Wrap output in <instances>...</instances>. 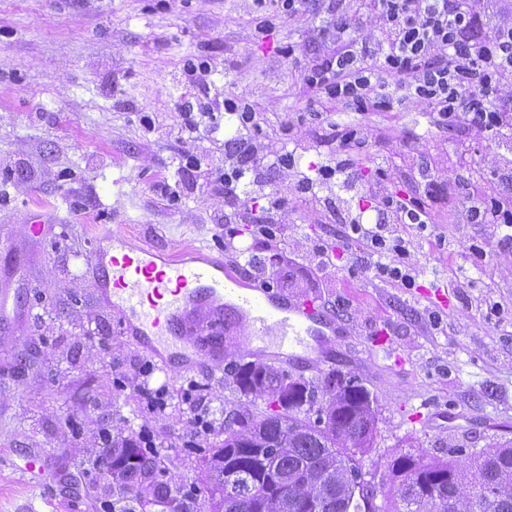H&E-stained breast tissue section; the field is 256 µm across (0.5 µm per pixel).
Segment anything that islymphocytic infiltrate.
Segmentation results:
<instances>
[{
  "instance_id": "1",
  "label": "lymphocytic infiltrate",
  "mask_w": 512,
  "mask_h": 512,
  "mask_svg": "<svg viewBox=\"0 0 512 512\" xmlns=\"http://www.w3.org/2000/svg\"><path fill=\"white\" fill-rule=\"evenodd\" d=\"M327 21L336 36L334 50L304 73L305 85L318 99L353 112H386L402 89L405 100L422 106L436 126L448 129L465 125L497 131L506 122L497 93L512 81V26L484 30L475 0H369L365 12L350 11L347 0H327ZM376 16L384 38L373 54H366L364 14ZM328 137L339 142L345 154L336 168L302 175L297 198L306 202L328 181L339 191H356L352 155L365 139L354 125L331 126ZM235 162L224 169V196L239 198L247 174L275 165L287 168L291 159H261L253 141L234 139ZM448 200V183L429 177L422 195L403 199L381 197V220L367 224L362 215L351 217L341 241L347 250L360 252V262L375 278L400 288L415 284L411 240L395 234L397 224L426 229L433 210Z\"/></svg>"
}]
</instances>
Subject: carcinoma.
I'll use <instances>...</instances> for the list:
<instances>
[{
  "instance_id": "1",
  "label": "carcinoma",
  "mask_w": 512,
  "mask_h": 512,
  "mask_svg": "<svg viewBox=\"0 0 512 512\" xmlns=\"http://www.w3.org/2000/svg\"><path fill=\"white\" fill-rule=\"evenodd\" d=\"M232 377L242 396L266 399L267 411L255 417L239 408L224 416L220 448L203 456L209 512H434L435 496L448 498V512H512V440L475 452L450 448L442 458L396 455L378 504L362 469L377 432L364 385L349 378L328 390L253 362L235 366ZM304 395L322 404L326 424L295 405ZM96 460L87 494L97 512H197L194 491L164 482L161 461L136 440L114 439ZM247 485L249 497L238 491Z\"/></svg>"
}]
</instances>
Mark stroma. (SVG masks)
<instances>
[{"instance_id":"stroma-1","label":"stroma","mask_w":512,"mask_h":512,"mask_svg":"<svg viewBox=\"0 0 512 512\" xmlns=\"http://www.w3.org/2000/svg\"><path fill=\"white\" fill-rule=\"evenodd\" d=\"M271 11L269 0H0V288L22 305L0 316V512H92L91 475L73 464L118 434H150L167 481L201 484L197 451L220 437L192 432L185 394L266 410L231 377L258 327L225 332L222 367L171 374L123 334L93 278L97 238L116 229L174 257L196 249L222 259L275 297L322 301L335 336L305 369L276 365L314 384L330 372L362 381L378 408L364 472L383 474L412 444L440 456L512 439V244L504 228L465 217L466 199L503 193L496 173L512 163V128L439 130L406 101L366 115L318 102L303 74L336 46L321 0L257 34ZM190 58L207 70L187 72ZM239 97L257 114L259 154L289 153L295 164L265 170L263 186L234 201L220 176L236 125L204 114ZM189 110L202 115L193 134L182 130ZM332 122L371 134L357 171L366 222L377 219L379 184L406 198L428 171L462 183L426 231L402 228L415 242L412 289L373 279L342 246L345 212L325 204L335 185L306 204L289 194L297 175L333 164L337 147L323 140ZM272 193L286 204L269 245L247 213ZM320 243L332 245L334 269L318 266ZM160 387L168 406L148 413L141 392ZM33 452L49 461L39 485L19 468Z\"/></svg>"}]
</instances>
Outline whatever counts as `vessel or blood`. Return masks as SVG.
<instances>
[{
    "mask_svg": "<svg viewBox=\"0 0 512 512\" xmlns=\"http://www.w3.org/2000/svg\"><path fill=\"white\" fill-rule=\"evenodd\" d=\"M100 239L94 259L99 291L120 312L136 345L163 366L216 367L224 348L220 325L233 315L279 325L283 352L306 337L334 333L333 319L315 302L294 304L258 284L240 287L222 260L196 251L171 258L119 231Z\"/></svg>",
    "mask_w": 512,
    "mask_h": 512,
    "instance_id": "1",
    "label": "vessel or blood"
}]
</instances>
